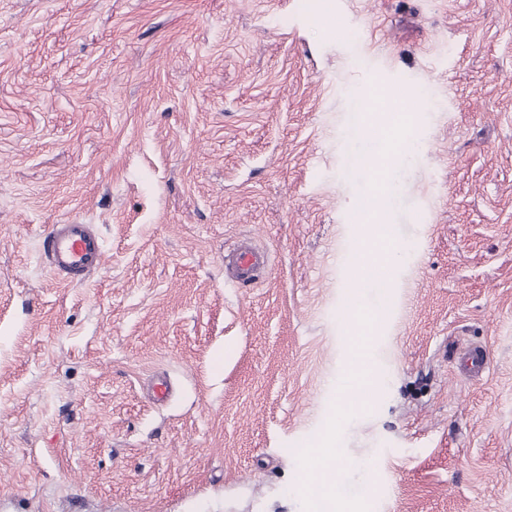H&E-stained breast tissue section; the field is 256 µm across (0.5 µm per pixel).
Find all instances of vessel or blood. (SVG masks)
<instances>
[{
	"label": "vessel or blood",
	"instance_id": "vessel-or-blood-1",
	"mask_svg": "<svg viewBox=\"0 0 512 512\" xmlns=\"http://www.w3.org/2000/svg\"><path fill=\"white\" fill-rule=\"evenodd\" d=\"M42 252L54 272L68 284L83 282L100 268L102 238L90 224H52L41 236ZM231 278L240 285H252L270 271L266 253L241 240L226 257ZM462 358L472 380H481L488 368L489 354L480 346L464 350Z\"/></svg>",
	"mask_w": 512,
	"mask_h": 512
}]
</instances>
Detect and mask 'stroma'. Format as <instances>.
Instances as JSON below:
<instances>
[{
  "label": "stroma",
  "mask_w": 512,
  "mask_h": 512,
  "mask_svg": "<svg viewBox=\"0 0 512 512\" xmlns=\"http://www.w3.org/2000/svg\"><path fill=\"white\" fill-rule=\"evenodd\" d=\"M318 2L0 0V512H312L359 306L340 512H512V0ZM418 90L363 284L351 109ZM71 223L104 260L67 286ZM41 245L50 267L67 284L83 282L101 266L102 238L92 224H50ZM231 278L240 285H252L270 272L266 253L259 251L247 240L233 244L225 256ZM368 338L362 336L358 343H354L352 347L353 365L355 371L352 375L353 387L356 390L362 391L366 386L370 385L373 379L372 371L366 361V349ZM352 389V392H356ZM462 359L469 370L471 379L480 381L488 368V351L482 346H472L464 350Z\"/></svg>",
  "instance_id": "stroma-1"
}]
</instances>
